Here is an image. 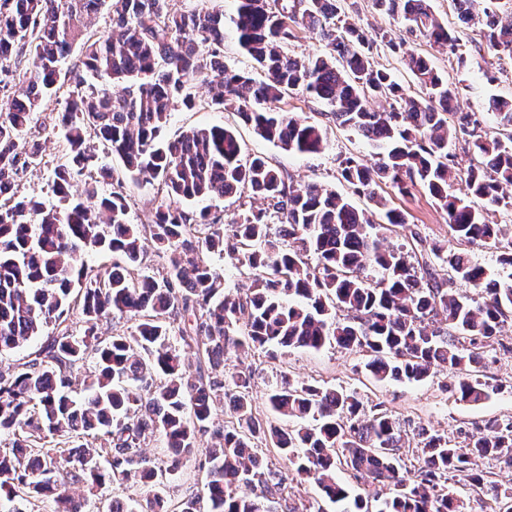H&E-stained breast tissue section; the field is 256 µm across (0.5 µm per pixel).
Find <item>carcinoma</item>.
<instances>
[{
	"instance_id": "carcinoma-1",
	"label": "carcinoma",
	"mask_w": 512,
	"mask_h": 512,
	"mask_svg": "<svg viewBox=\"0 0 512 512\" xmlns=\"http://www.w3.org/2000/svg\"><path fill=\"white\" fill-rule=\"evenodd\" d=\"M234 2L227 25L220 8L175 11L170 0H0V86L9 89L0 100V355L50 324L57 330L34 358L0 371V435L10 437V449L0 451V512H28L39 501L51 502V512H91L74 486L137 478L154 487L191 461L202 473L201 491L177 511L156 494L151 512H281L283 479L265 462V448L313 481L336 512H462L450 480L487 492L496 512H512V487L478 469L484 459L512 467V419L491 420L462 442L422 426L417 466L409 469L402 459L407 435L383 404L367 410L354 391L283 373L268 393L272 412L287 422L277 426L256 411L252 367L228 357L232 348L273 355L277 348L334 346L363 356L375 382H422L449 368L455 399H487L490 385L479 368L512 319V274L491 275L417 233L412 251L393 245L381 230L408 223L407 214L387 207L378 189H422L457 240L481 241L512 267V234L492 221L495 207L509 205L512 98L487 100L498 130L491 134L478 113L455 111L458 87L421 55H408L421 95H405L371 60L376 42L393 52L403 43L387 31L368 38L342 15L341 0ZM374 4L408 32L457 53L458 38L431 0ZM450 4L459 21L480 26L483 50L498 69L512 66V7ZM103 9L109 30L83 33L84 18ZM301 30L319 36L321 53L291 51ZM229 34L264 79L224 64ZM75 44L87 73L123 88L116 94L75 79L55 117L65 154L52 170L57 204L48 208L20 194L19 179L43 164L42 144L29 131L43 100L64 86L62 64ZM208 74L218 77L209 106L234 110L281 149L311 155L325 148L322 124L282 106L301 94L376 149L377 162L343 158L339 174L350 193L341 194L298 183L265 157L245 154L228 127L165 137L171 113L195 107V81ZM377 97L391 100L390 109L371 107ZM98 142L134 183H155L163 193L150 223L131 222L122 182L101 192L115 177ZM457 144L469 157L465 168L452 151ZM80 177L84 191L74 194ZM457 180L462 196L451 191ZM246 193L263 206L229 219L192 208ZM353 195L373 201L382 221L358 209ZM146 242L167 263L161 278L137 273ZM90 252L115 255L112 267L88 265ZM212 252L248 267L250 284L226 291L207 260ZM436 259L448 265V279L438 278ZM456 281L467 290L451 289ZM76 305L80 336L69 334ZM115 313L134 330L103 340L98 324ZM89 349L94 364L75 396L69 375ZM185 349L195 351L193 370ZM217 401L229 404L222 424L212 417ZM207 436L219 446L202 454ZM155 437L169 449L162 465L142 451ZM339 466L388 496L352 495L336 482ZM241 486L252 495H239Z\"/></svg>"
}]
</instances>
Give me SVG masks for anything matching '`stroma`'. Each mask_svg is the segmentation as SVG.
Returning <instances> with one entry per match:
<instances>
[{
	"label": "stroma",
	"instance_id": "1",
	"mask_svg": "<svg viewBox=\"0 0 512 512\" xmlns=\"http://www.w3.org/2000/svg\"><path fill=\"white\" fill-rule=\"evenodd\" d=\"M432 6L440 20L449 28L457 29L460 37L459 51L466 65L458 67L448 61L445 49L431 45L422 37L405 36V50H411L430 59L437 71L455 83L459 91V106L464 112H482L486 126L495 123L492 114L483 113L482 104L492 95H512V70L497 74L495 80H488L485 69L479 64L478 47L482 41L476 27L458 28L456 16L448 0H432ZM198 104L195 108L178 109L173 112L168 126L169 134L175 135L192 128L221 125L236 130L245 150L250 154L266 157L273 165L290 174L297 181H314L336 191H343L339 180L338 160L341 156L353 153L369 158L370 147L353 132L334 123L324 122L321 104L302 95L288 97V108L310 122L326 125L327 146L318 154L303 155L288 152L260 138L251 127L240 124L235 112L218 111L208 105L211 97L207 84H197L195 88ZM64 104L63 98L45 101L33 132L45 146L49 160L47 166L27 170L20 181L22 194L53 203L50 182L51 162L62 155L59 139L54 129L55 117ZM391 207L408 213L409 221L395 228L390 234L394 244L413 246V233H421L428 240L437 241L448 248H462L469 259L488 270L499 271L501 265L498 254L482 242L458 244L444 215L424 193L414 191L410 195H388ZM502 345L485 353L483 373L486 380L495 385L496 390L489 399L473 405L456 401L448 392V384L454 383L452 371L440 372L433 379L419 383L382 384L369 379L360 355L327 347L321 351L304 349H281L275 358L264 354H249L245 363L255 370L253 398L255 407L262 413H269L267 401L269 385L276 374L286 372L292 377L343 387L358 392L365 405L383 403L399 419L403 430L413 432L424 425L448 435L449 439L460 442L465 434H475L483 430L485 423L492 418L507 420L512 418V321L501 329Z\"/></svg>",
	"mask_w": 512,
	"mask_h": 512
}]
</instances>
